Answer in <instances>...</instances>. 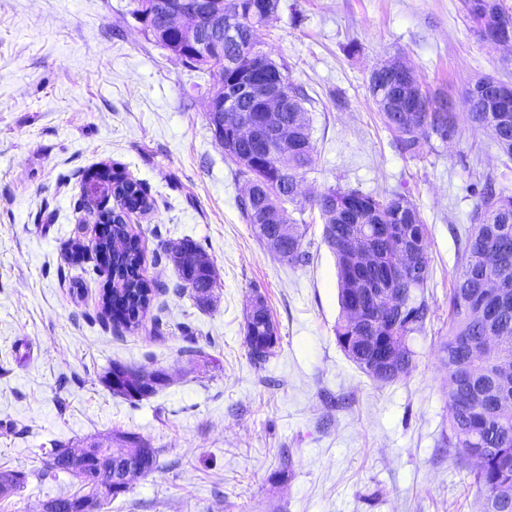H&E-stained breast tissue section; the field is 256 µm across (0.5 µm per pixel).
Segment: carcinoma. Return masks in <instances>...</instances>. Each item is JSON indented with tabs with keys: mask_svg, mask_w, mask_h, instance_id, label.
<instances>
[{
	"mask_svg": "<svg viewBox=\"0 0 512 512\" xmlns=\"http://www.w3.org/2000/svg\"><path fill=\"white\" fill-rule=\"evenodd\" d=\"M280 0H226V11L236 17L238 38L224 42V80L230 81L250 67L259 77H269L257 58L260 27L268 14L278 10ZM480 0H463L467 17L477 34L486 29ZM498 27L512 32V7L495 0ZM288 98L296 101L302 120L296 126L301 149L286 157L259 159L242 167L235 157L245 183L260 182L279 192L277 202L294 203L299 212L317 210L323 224V238L331 249L337 269L340 315L336 322V341L346 357L365 375L373 377L375 364L389 368L385 382L410 373L415 352L410 346L414 334L421 332L430 319L431 309L425 296L431 277L430 235L417 204L407 192L366 194L357 190L330 188L304 203L293 193V183L300 173L313 165L314 148L305 103L308 93L300 85L286 81ZM369 91L385 127L393 134L398 152L420 158L431 138L442 143L459 135L457 115L448 111L442 94L424 88L418 75L397 73L391 84L369 83ZM419 92L426 111L419 121L406 122L407 107L414 92ZM509 112H490L482 100L472 101L470 123L485 130L506 160L512 162V101ZM97 184L112 187L117 212L109 216L112 231L100 238V250L109 255L112 265L102 270L113 287L103 291L101 315L128 329L142 323L153 301L154 289L144 277V249L138 233L124 217L150 209L141 185L111 167L92 174ZM477 197L471 224L458 248L457 268L448 293V336L441 346L440 361L448 370V447L455 449L456 465L468 471L479 491V512H512V403L499 400L505 389L501 371L512 364V194L496 189L491 176L469 187ZM260 202L240 199V209L260 242L277 234L278 224L259 223ZM309 225L288 223L290 266L307 263L309 254L304 240ZM408 249L422 265L423 273L413 280L395 281L399 251ZM178 268L181 290L190 289L198 301L208 300L215 288L214 265L204 247L186 239L167 253ZM395 288L402 295L391 307L370 288ZM361 298L363 320L351 325L348 308L354 298ZM492 332L501 338V348L487 353L480 337ZM279 342L277 326L267 304L257 312L252 328L246 331V344L254 365L265 363ZM105 382L113 393L128 400H141L166 384L160 378L154 385L144 381L138 370L122 364L112 366ZM116 447L89 449L85 464L89 477L112 480L117 487L113 497L129 489L127 474H149L157 468V453L135 433H117ZM483 450L481 462L472 464L470 452ZM76 467L63 447L43 457L42 473L56 477L72 475Z\"/></svg>",
	"mask_w": 512,
	"mask_h": 512,
	"instance_id": "cac0c4a2",
	"label": "carcinoma"
}]
</instances>
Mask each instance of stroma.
I'll return each instance as SVG.
<instances>
[{
  "label": "stroma",
  "instance_id": "stroma-1",
  "mask_svg": "<svg viewBox=\"0 0 512 512\" xmlns=\"http://www.w3.org/2000/svg\"><path fill=\"white\" fill-rule=\"evenodd\" d=\"M135 0H0V468L26 472L0 494V512H42L77 490L41 476L44 452L80 451L116 432L159 451L106 512H478L466 470L445 447L448 288L455 235L483 173L512 192L463 94L482 76L512 82V48L475 33L461 0H281L261 48L285 60L310 95L314 163L300 198L329 188L408 189L430 229V321L416 366L382 384L336 342L335 258L320 219L309 221L305 265L268 252L243 218V182L209 125L220 71H197L146 37ZM400 57L426 87L456 102L460 135L401 156L368 90L371 70ZM107 164L152 200L131 215L155 296L143 325L101 320L93 219L78 207L88 172ZM201 242L217 275L197 306L177 290L166 252ZM87 248L69 264L74 241ZM262 293L278 328L274 354L254 365L247 309ZM202 350L190 358L185 349ZM167 374L130 402L104 377L114 364Z\"/></svg>",
  "mask_w": 512,
  "mask_h": 512
}]
</instances>
